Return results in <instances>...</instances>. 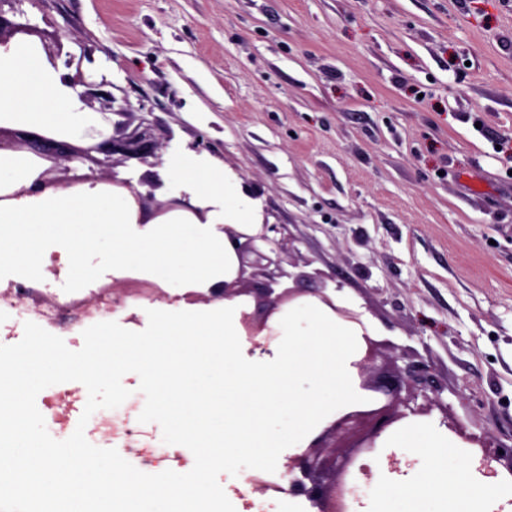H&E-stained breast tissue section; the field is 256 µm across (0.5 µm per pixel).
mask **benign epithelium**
<instances>
[{"label": "benign epithelium", "mask_w": 512, "mask_h": 512, "mask_svg": "<svg viewBox=\"0 0 512 512\" xmlns=\"http://www.w3.org/2000/svg\"><path fill=\"white\" fill-rule=\"evenodd\" d=\"M13 0H0V46L10 42L17 33L42 34L36 27L16 24L5 16L3 6ZM91 59L85 52L80 59L70 58L68 66H76L77 77L63 76V80L74 86L85 87L80 92L82 102H98L100 110L116 115L124 114L123 107H115L116 97L104 89L106 81L99 83L85 79L82 71L83 60ZM117 136L101 137L90 144L74 145L48 137L29 129H11L0 126V153L27 151L43 160L37 177L30 187H22L13 193L18 197L25 194L51 195L60 187H78L84 183H102L115 187L130 188L131 181L120 178L115 168L131 160L144 161L149 157L161 163L157 150L162 147L156 128L152 122L143 118L133 129L120 125ZM91 163L88 171L79 172L76 165ZM141 184L149 187L146 192H134V199L141 210L154 200V190L160 185L157 174H152ZM194 210L187 196L173 198L158 203L152 215L158 216L174 209ZM277 229L275 224H262V230L256 234L237 233L227 230L238 260L236 278L214 290L219 298H232L253 294L257 298L260 313L242 315V327L246 339L252 341L259 333L267 329L270 316L281 307L298 301L303 295L299 288L289 287L285 279L291 274L283 268V244L276 248L268 247L271 239L268 233ZM335 314L336 319L362 324L359 315L351 309L338 305L317 288L311 292ZM362 357L353 363L360 378L363 390V403L359 406L336 414L328 421L323 430L313 435L304 449L288 456L284 464L288 474V493L306 497L317 512H347L345 496L352 493L346 475L356 456L369 453L376 448V440L388 427L406 416L402 409L414 415L427 414L438 409L444 423L452 432L479 445L483 460L504 462L508 473L512 475V450L502 454H490L489 444L484 440L470 436L461 424L454 421L449 413L448 404L441 399V388L436 383L430 368L424 364L409 363L403 367L397 364L398 357L383 355L385 343L374 339L369 332L361 336ZM382 363H377V360ZM423 403H417V400Z\"/></svg>", "instance_id": "benign-epithelium-1"}]
</instances>
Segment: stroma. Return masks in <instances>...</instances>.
<instances>
[{
	"label": "stroma",
	"instance_id": "stroma-1",
	"mask_svg": "<svg viewBox=\"0 0 512 512\" xmlns=\"http://www.w3.org/2000/svg\"><path fill=\"white\" fill-rule=\"evenodd\" d=\"M11 18L61 39L106 80L126 123L171 146L213 141L279 225L283 267L325 285L401 363L430 365L467 432L512 444V0H15ZM55 436L148 466L123 424ZM397 467H390V459ZM381 436L354 489L423 476Z\"/></svg>",
	"mask_w": 512,
	"mask_h": 512
}]
</instances>
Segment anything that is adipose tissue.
<instances>
[{
    "mask_svg": "<svg viewBox=\"0 0 512 512\" xmlns=\"http://www.w3.org/2000/svg\"><path fill=\"white\" fill-rule=\"evenodd\" d=\"M106 123L105 113L84 109L37 45L15 40L0 47V125L84 141ZM35 169L32 156H0V288L20 280L48 282L59 292L90 288L107 269L113 280L151 284L166 299L119 307L111 321L92 328L97 344L86 359L23 345L0 366V434L22 425L27 448H0V473L33 493L51 488L65 512H88L72 493L77 472L106 488L103 512H207L223 498L211 472L228 469L226 449L259 469L280 465L279 449L305 446L319 425L361 400L351 372L360 328L305 301L270 321L277 341L263 349L242 337L247 297L211 298L236 274L227 229L260 221L256 199L235 176L214 175L206 157L171 150L158 173L160 190L188 195L194 208L148 218L125 188L87 184L51 197L21 194ZM61 373L77 379L91 413L102 399L118 404L128 392L146 391L140 424L156 428V447L190 455L193 477H165L148 487L133 471L116 483L122 457L85 458L74 434L49 442L34 426L27 399L51 389ZM397 443L410 452L429 450L431 475L405 490L367 489L380 512H484L461 493L473 477L447 434L412 421Z\"/></svg>",
    "mask_w": 512,
    "mask_h": 512,
    "instance_id": "adipose-tissue-1",
    "label": "adipose tissue"
}]
</instances>
